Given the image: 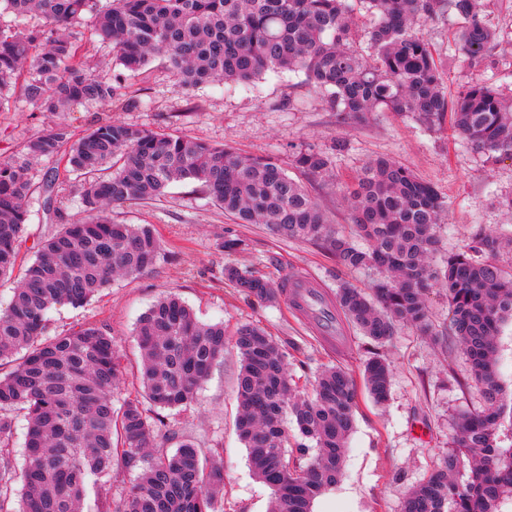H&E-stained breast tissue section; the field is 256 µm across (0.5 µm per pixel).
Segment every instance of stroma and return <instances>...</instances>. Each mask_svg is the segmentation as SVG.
Here are the masks:
<instances>
[{"instance_id":"35a3bbf8","label":"stroma","mask_w":512,"mask_h":512,"mask_svg":"<svg viewBox=\"0 0 512 512\" xmlns=\"http://www.w3.org/2000/svg\"><path fill=\"white\" fill-rule=\"evenodd\" d=\"M486 18L501 34L495 50L499 74L512 71V0H486ZM453 24L440 19L427 37L442 67L449 93L472 76L460 59L449 56ZM100 72L122 78L125 97L109 107L76 106L62 113L43 112L23 103L0 112V157L15 155L23 142L57 124L79 135L101 122H121L158 133L186 136L213 145H227L245 154L271 155L293 178L302 181L326 211L332 225L350 233V208L341 190L366 161L389 157L435 186L448 203L444 224L437 229L445 252L466 249L477 231L512 233V215L499 207L512 194V161L489 166L451 131L430 132L407 114L378 112L365 121L342 119L324 96L315 93L300 73L269 72L253 83L206 85L187 92L162 61L133 75L113 65L107 49H98ZM345 150L336 158L337 181L324 184L296 168L294 157L307 146L324 150L336 142ZM80 184L60 159L38 165L34 193L27 203V235L20 258L34 257L38 245L78 218ZM119 224H148L163 244L159 261L143 275L115 278L111 287L88 304L56 306L50 313L53 332L84 324H102L112 333L129 379L116 394L133 392L130 379L139 365L133 328L139 317L165 292L179 296L206 323H223L224 358L212 370L196 402L167 415L159 448L172 450L185 440L203 451L218 448L224 460V512H269L270 488L251 471L247 450L235 428L236 378L240 355L232 343L247 323L263 326L272 336L291 343L287 370L300 388H309L317 371L345 368L358 389L354 429L345 453L340 481L317 498L312 512H401L405 493L426 479L455 435L460 411L480 406L476 390L460 389L470 363L454 349L448 330V299L432 289L427 301L443 341L433 344L409 329L401 330L379 352L392 366L387 400L378 405L369 396L362 369L371 346L354 327H346V344L327 347L297 319L287 299L259 303L241 295L224 277L235 264L254 275L279 281L295 271L315 277L327 290L340 280L360 289L371 287L375 272L346 273L321 243L288 239L262 224H239L191 181L179 182L160 198L113 208ZM239 238L243 250L225 252L227 238Z\"/></svg>"}]
</instances>
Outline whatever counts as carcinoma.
<instances>
[{
    "label": "carcinoma",
    "instance_id": "obj_1",
    "mask_svg": "<svg viewBox=\"0 0 512 512\" xmlns=\"http://www.w3.org/2000/svg\"><path fill=\"white\" fill-rule=\"evenodd\" d=\"M357 4L373 19L369 56L354 47ZM3 14L14 24L0 25V112L20 100L68 112L76 104L110 107L123 97L117 79L90 67L78 30L89 14L96 41L132 74L161 59L193 92L205 84H247L268 71L301 72L349 119L408 112L429 131L448 121L486 163L512 160V98L483 77L497 68L500 34L478 0H0ZM446 16L456 24L454 54L476 71L451 99L426 39L430 23ZM29 18L39 24L26 26ZM342 148L341 141L330 152L308 146L295 163L326 180ZM58 156L80 182L82 214L45 240L16 277L32 171ZM186 180L239 224L320 241L344 272H377L369 294L347 281L336 291V308L373 345L383 346L401 328L440 341L427 297L436 286L445 291L450 329L470 361L482 408L457 415L452 445L405 496L401 512H500L512 495V448L500 440L504 419L512 421V398L499 379L497 336L512 320V272L487 255L512 249V237L478 233L467 249L437 263L444 200L389 157L369 159L346 188V235L273 156L112 122L75 140L57 125L29 138L18 155L0 158V282L17 278L9 304L0 307V361L19 357L0 377V512H82L88 485L112 491L118 461L141 471L112 501V512H221L224 468L214 459L190 441L172 453L148 449L165 426L153 409L192 405L224 357V324L201 322L176 295L160 297L132 332L141 354L140 393L117 406L122 363L109 329L89 324L52 335L48 316L56 305H85L116 275L152 269L162 255L153 229L112 222V208L154 200ZM224 276L255 301L279 293L275 283L236 266L225 267ZM234 344L241 356L236 428L249 465L271 488L276 512H312L314 500L343 474L357 400L353 379L328 368L310 396L297 398L282 344L256 324L240 326ZM363 376L372 400L385 402L386 359L371 353ZM12 411L27 420L20 467L7 449ZM290 416L299 438L294 448ZM463 471L468 480L461 485Z\"/></svg>",
    "mask_w": 512,
    "mask_h": 512
}]
</instances>
